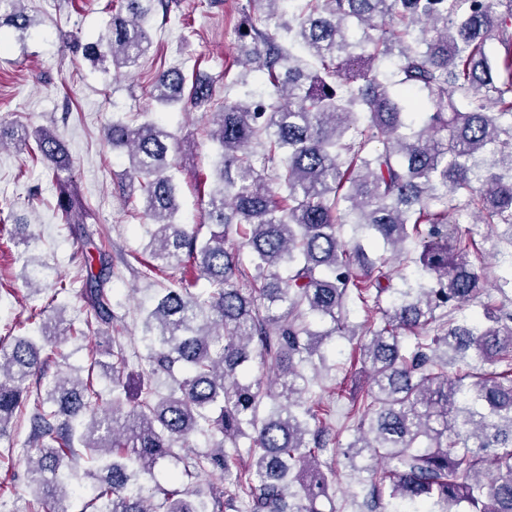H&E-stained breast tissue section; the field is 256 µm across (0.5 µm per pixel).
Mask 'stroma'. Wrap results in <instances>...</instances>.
I'll list each match as a JSON object with an SVG mask.
<instances>
[{"mask_svg":"<svg viewBox=\"0 0 512 512\" xmlns=\"http://www.w3.org/2000/svg\"><path fill=\"white\" fill-rule=\"evenodd\" d=\"M246 0H174L168 16L152 20V45L132 74H104L83 56L65 53L61 37L80 36L90 41L105 33L111 15L107 0H25L29 15L37 20L25 39L10 28L0 29V123L53 129L68 143L73 158L76 191L85 206L86 223L97 245L113 253L112 302L122 315L121 334L128 346L138 343L140 312L150 305L149 280L127 269L117 253H138L145 246L141 227L142 205L129 197L124 181L127 166L122 152L112 151L103 140V129L117 119L153 112L148 91L156 73L178 66L186 74H204L214 80L216 102L242 96L227 69L233 68L237 28ZM163 118L183 140L181 165L174 177L179 185L181 223H202L206 196L198 193V174L210 173L215 146L206 136L208 122L199 112L174 111ZM57 188L42 165L26 163L13 146L0 149V204L11 206L22 218L35 244L25 247L0 243V336L32 335L27 321L31 307L50 296L56 278L80 277L81 241L71 235L55 209ZM47 260L46 289L32 293L23 278L28 255ZM356 353L355 343L337 340L328 353L326 368L317 380L325 392L336 383L364 386L360 374H343L339 366ZM30 433L28 422L13 425L0 435V512H28L32 500L27 490L25 467L8 462L7 449L24 448Z\"/></svg>","mask_w":512,"mask_h":512,"instance_id":"35a3bbf8","label":"stroma"}]
</instances>
